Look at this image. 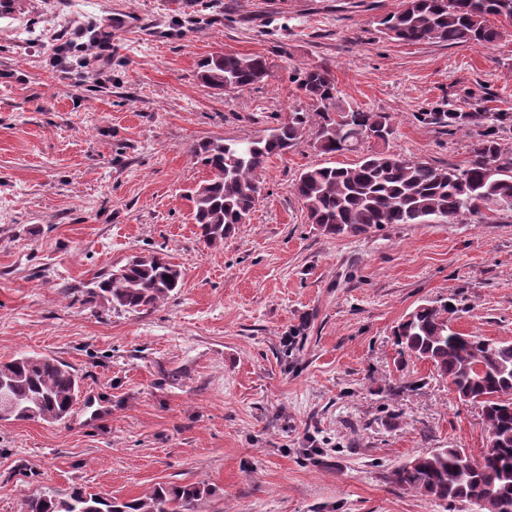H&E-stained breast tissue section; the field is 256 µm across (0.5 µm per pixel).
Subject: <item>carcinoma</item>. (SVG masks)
Masks as SVG:
<instances>
[{
    "mask_svg": "<svg viewBox=\"0 0 512 512\" xmlns=\"http://www.w3.org/2000/svg\"><path fill=\"white\" fill-rule=\"evenodd\" d=\"M28 0H0V18L22 14ZM512 25V0H405L402 8L380 17L381 33L405 44L487 46L501 37L489 17ZM272 66L260 55L235 51L202 60L198 77L212 89L232 82L241 91L266 81ZM297 89L312 101L310 114L298 109L288 120L246 142L223 139L197 142L191 155L209 171L192 191L193 217L200 239L209 247L224 243L246 223L260 189V175L274 157L288 152L305 134L325 155L372 150L351 167H308L293 185L309 223L329 234L361 233L383 224H423L432 219L483 222L490 214L512 212V151L501 148L487 129L472 144L463 167H436L388 150L392 117L344 102L327 66L305 68ZM450 127L489 120L480 112L438 114ZM184 282L179 265L162 252L133 255L122 265L94 276L72 293L82 302L114 311L141 313L178 292ZM458 309L448 302L417 306L396 327L399 354L425 361L448 380L458 399L476 402L493 446L475 458L462 448H436L392 471L403 490L445 503L486 504V512H512V343L465 336L453 330ZM13 401L8 421H64L80 393L81 377L70 364L46 354L21 353L0 361V382ZM210 494L203 482L159 484L129 500L90 494L75 488L64 497L30 495L22 512H193Z\"/></svg>",
    "mask_w": 512,
    "mask_h": 512,
    "instance_id": "obj_1",
    "label": "carcinoma"
}]
</instances>
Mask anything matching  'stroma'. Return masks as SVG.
<instances>
[{"instance_id":"obj_1","label":"stroma","mask_w":512,"mask_h":512,"mask_svg":"<svg viewBox=\"0 0 512 512\" xmlns=\"http://www.w3.org/2000/svg\"><path fill=\"white\" fill-rule=\"evenodd\" d=\"M404 0H29L0 19V361L69 363L108 406L96 420L0 422V512L80 487L121 499L208 484L195 512H470L404 491L395 467L436 448L479 454L481 411L400 355L395 326L448 301L460 333L512 341V215L331 235L292 192L310 166L349 167L303 136L260 175L250 218L200 241L188 192L205 139L263 136L311 103L298 70L392 116L391 151L439 167L478 127L429 112H496L512 151V26L496 43L405 45L378 18ZM139 17L116 29L114 15ZM225 50L271 78L227 94L197 77ZM161 251L184 286L155 309L108 310L74 288Z\"/></svg>"}]
</instances>
